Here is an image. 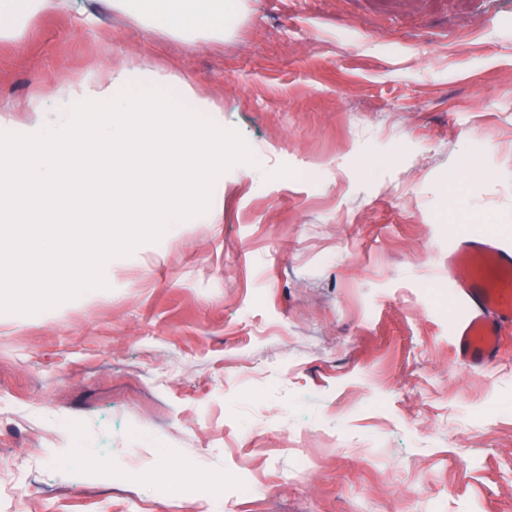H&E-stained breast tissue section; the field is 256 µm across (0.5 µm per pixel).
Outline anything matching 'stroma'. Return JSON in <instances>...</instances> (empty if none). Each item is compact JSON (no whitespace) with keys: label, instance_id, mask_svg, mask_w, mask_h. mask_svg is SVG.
<instances>
[{"label":"stroma","instance_id":"35a3bbf8","mask_svg":"<svg viewBox=\"0 0 512 512\" xmlns=\"http://www.w3.org/2000/svg\"><path fill=\"white\" fill-rule=\"evenodd\" d=\"M97 12L0 40V103L143 55L247 161L223 223L114 225L104 290L56 282V225L0 226L34 252L0 282V512H512V325L465 367L448 282L512 242V0H248L199 46Z\"/></svg>","mask_w":512,"mask_h":512}]
</instances>
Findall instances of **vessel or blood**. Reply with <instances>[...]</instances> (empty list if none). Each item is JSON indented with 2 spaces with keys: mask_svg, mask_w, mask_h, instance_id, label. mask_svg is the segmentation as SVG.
I'll use <instances>...</instances> for the list:
<instances>
[{
  "mask_svg": "<svg viewBox=\"0 0 512 512\" xmlns=\"http://www.w3.org/2000/svg\"><path fill=\"white\" fill-rule=\"evenodd\" d=\"M448 279L462 307L454 326L457 357L468 367H484L512 324V247L472 236L449 249Z\"/></svg>",
  "mask_w": 512,
  "mask_h": 512,
  "instance_id": "1",
  "label": "vessel or blood"
}]
</instances>
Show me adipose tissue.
<instances>
[{
    "mask_svg": "<svg viewBox=\"0 0 512 512\" xmlns=\"http://www.w3.org/2000/svg\"><path fill=\"white\" fill-rule=\"evenodd\" d=\"M107 7L150 32L187 43H220L233 33L246 0H105ZM30 123L0 120V157L8 184L0 203L8 221L37 217L71 222L55 240L59 275L79 268L81 285L105 288L100 268L112 260V205L72 215V190L108 196L119 204L129 235L154 226L167 236L178 224H220L223 208H189L190 191L208 188L228 148L213 125L218 106L179 74L130 57L99 69L92 82H64L53 91L8 104ZM96 115L92 135H80L77 115Z\"/></svg>",
    "mask_w": 512,
    "mask_h": 512,
    "instance_id": "1",
    "label": "adipose tissue"
}]
</instances>
